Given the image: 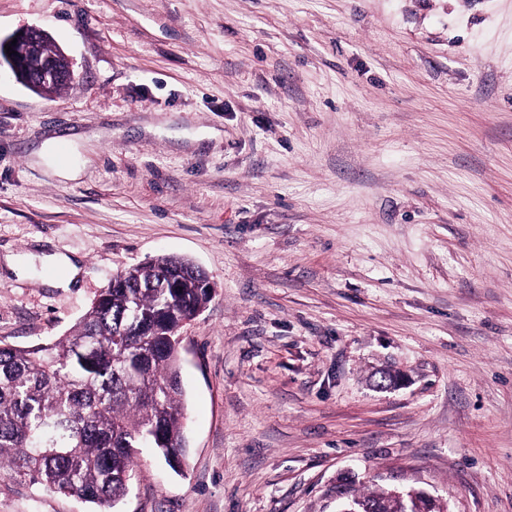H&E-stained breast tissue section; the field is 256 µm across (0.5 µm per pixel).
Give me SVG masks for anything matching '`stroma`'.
I'll list each match as a JSON object with an SVG mask.
<instances>
[{"label":"stroma","mask_w":512,"mask_h":512,"mask_svg":"<svg viewBox=\"0 0 512 512\" xmlns=\"http://www.w3.org/2000/svg\"><path fill=\"white\" fill-rule=\"evenodd\" d=\"M30 26L73 79H0V341L160 255L215 286L187 465L143 451L117 512H337L344 474L512 512V0H0ZM41 252L78 283L4 263ZM0 512L100 508L0 479ZM41 260L47 266L61 271V276L55 277L50 282L57 288H70L76 283L81 273V263L65 255H44Z\"/></svg>","instance_id":"obj_1"}]
</instances>
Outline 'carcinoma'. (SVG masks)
Masks as SVG:
<instances>
[{
  "mask_svg": "<svg viewBox=\"0 0 512 512\" xmlns=\"http://www.w3.org/2000/svg\"><path fill=\"white\" fill-rule=\"evenodd\" d=\"M190 261L160 256L109 280L65 336L0 345V477L111 512L140 448L185 464L177 335L210 302ZM350 512H448L393 488L357 494Z\"/></svg>",
  "mask_w": 512,
  "mask_h": 512,
  "instance_id": "obj_1",
  "label": "carcinoma"
}]
</instances>
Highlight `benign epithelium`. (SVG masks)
Listing matches in <instances>:
<instances>
[{"label": "benign epithelium", "mask_w": 512, "mask_h": 512, "mask_svg": "<svg viewBox=\"0 0 512 512\" xmlns=\"http://www.w3.org/2000/svg\"><path fill=\"white\" fill-rule=\"evenodd\" d=\"M17 40L12 46L15 54L8 55L5 45ZM48 35L45 31L30 27L0 39V72L6 70L15 79L39 91L53 90L67 85L73 79L72 67L63 55L45 52Z\"/></svg>", "instance_id": "obj_1"}]
</instances>
